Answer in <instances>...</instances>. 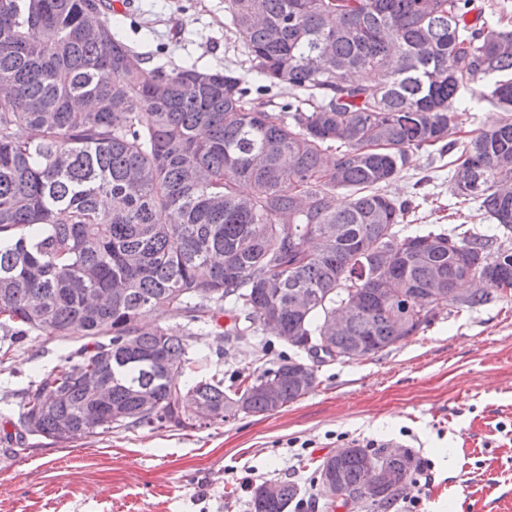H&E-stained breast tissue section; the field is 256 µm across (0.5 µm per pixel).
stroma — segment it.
<instances>
[{
	"mask_svg": "<svg viewBox=\"0 0 512 512\" xmlns=\"http://www.w3.org/2000/svg\"><path fill=\"white\" fill-rule=\"evenodd\" d=\"M112 22L147 56L148 67L187 61L245 74L246 54L229 25L224 0H116ZM451 155L414 153L387 184L388 196L422 187L418 227L468 224L492 233L476 201L448 189ZM205 374L232 384L259 374V346L269 360L293 356L267 333L247 342L196 336ZM29 334L0 362V423L16 432L20 395L79 347ZM376 440L431 461L424 512H465L466 500L485 512H512V301L440 315L426 331L352 362L322 365L305 397L267 414L205 420L191 428H112L72 443L28 438L25 455L0 439V512H249L253 484L291 481L301 497L319 496L314 461Z\"/></svg>",
	"mask_w": 512,
	"mask_h": 512,
	"instance_id": "obj_1",
	"label": "stroma"
}]
</instances>
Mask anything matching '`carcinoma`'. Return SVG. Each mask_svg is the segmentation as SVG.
<instances>
[{
	"instance_id": "obj_1",
	"label": "carcinoma",
	"mask_w": 512,
	"mask_h": 512,
	"mask_svg": "<svg viewBox=\"0 0 512 512\" xmlns=\"http://www.w3.org/2000/svg\"><path fill=\"white\" fill-rule=\"evenodd\" d=\"M472 2L224 0L262 79L253 90L195 63L146 68L108 0H0V331L83 341L21 394L23 432L55 442L67 421L77 439L88 412L101 433L189 428L198 403L220 420L271 413L313 390L324 363L382 353L446 308L511 301L512 26L505 3L494 24L468 20ZM270 85L288 102L251 96ZM485 102L502 121L449 139L458 110ZM419 151L458 152L450 190L479 201L497 233L403 234L417 205L384 187ZM482 277L489 287L454 295ZM167 311L237 341L275 313L311 363L282 359L226 387L199 375L190 328L140 326ZM86 368L104 396L74 381ZM416 468L385 447L314 462L319 490L331 472L345 494L331 512H387ZM266 486L249 512H288L300 496L293 482Z\"/></svg>"
}]
</instances>
